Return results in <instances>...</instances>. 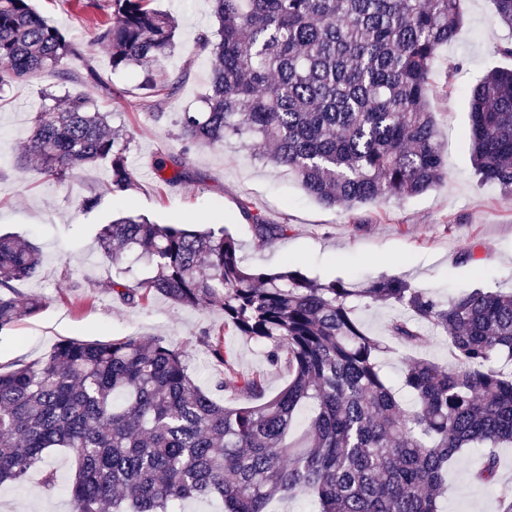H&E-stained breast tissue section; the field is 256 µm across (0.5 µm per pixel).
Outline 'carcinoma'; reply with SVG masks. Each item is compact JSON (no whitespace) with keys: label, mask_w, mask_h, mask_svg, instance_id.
Returning <instances> with one entry per match:
<instances>
[{"label":"carcinoma","mask_w":512,"mask_h":512,"mask_svg":"<svg viewBox=\"0 0 512 512\" xmlns=\"http://www.w3.org/2000/svg\"><path fill=\"white\" fill-rule=\"evenodd\" d=\"M151 0H111L93 41L112 69L157 61L174 46L173 17ZM218 41L205 110L182 113L179 152L157 162L183 175L195 147L235 140L272 167L286 168L327 207H356L426 192L447 175L426 88L438 50L451 43L467 0H212ZM512 28V0H493ZM82 46L31 0H0V87L58 68ZM179 81L144 86L152 117ZM39 113L23 161L63 180L107 160L111 193L129 189L127 133L92 100L62 97ZM473 165L483 182L512 192V69L490 71L468 91ZM261 247L286 224L254 220ZM98 245L113 263L131 255L152 275L132 288L104 289L125 302L155 294L198 311L219 309L224 326L201 331L224 366L218 388L248 402L226 405L203 391L182 351L158 337L62 340L38 361L0 370V485H25L34 471L56 484L52 454L69 450L71 512H177L192 498L224 512H268L276 497L304 495L316 512H438L448 467L478 445L475 477L492 483L499 445L512 444V293L472 289L445 303L396 277L367 284L321 283L297 271H247L224 228L187 230L144 216L101 225ZM40 247L0 235V332L39 314L41 297L16 283L36 277ZM381 303L402 314L387 331L402 346L422 327L448 336L451 360L411 362L400 388L384 374L386 352L356 311ZM264 347L288 367V385L264 399L259 376H244L227 331ZM303 422L307 444L288 434Z\"/></svg>","instance_id":"obj_1"}]
</instances>
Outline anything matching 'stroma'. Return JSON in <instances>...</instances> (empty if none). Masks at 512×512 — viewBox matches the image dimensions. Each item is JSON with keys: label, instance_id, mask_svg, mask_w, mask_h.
<instances>
[{"label": "stroma", "instance_id": "1", "mask_svg": "<svg viewBox=\"0 0 512 512\" xmlns=\"http://www.w3.org/2000/svg\"><path fill=\"white\" fill-rule=\"evenodd\" d=\"M35 10L80 44L82 57L65 60V71L46 70L30 80L0 91V233L35 240L43 253L39 275L23 282L22 296L44 297L37 316L0 332V367L46 356L62 339L107 342L124 336H156L183 351L197 384L215 391L224 376L214 364L199 332L224 323L221 311L198 312L174 305L163 296L131 305L105 292L112 280L134 284L143 270L127 271L100 251L99 225L125 215H143L159 224L181 222L192 230L221 227L239 244L244 266L260 272L297 271L322 282L344 279L360 284L383 276L399 277L412 287L449 300L474 288L512 290V197L493 184L478 181L471 163L469 108L465 95L489 71L512 66L498 51L511 32L494 13L492 0H468L464 21L454 41L441 47L429 80L428 109L445 144L448 177L435 188L413 197L392 198L347 213L324 207L311 198L287 170H275L240 144L200 147L188 156L186 175L177 184L162 183L156 167L160 157L178 151L174 135L179 115L203 108L211 87V56L195 52L199 33L216 32L218 23L210 0H152L156 10L173 16L178 29L170 54L148 67L113 69L107 51L93 44L97 22L110 12L109 0H32ZM461 63L449 74V62ZM94 66L95 82L84 80ZM179 80L166 103L163 120H153L154 99L144 89L146 73ZM90 97L109 112L112 126L128 127L126 152L134 186L123 195L109 191L110 164L103 161L63 181L35 167L17 163L38 112L50 95ZM95 195L99 207L86 211L83 201ZM247 200L253 217L287 225L281 239L258 247L250 219L239 209ZM76 289H69V282ZM397 308L374 304L358 309L367 333L387 346L381 357L384 373L402 374L414 358L444 363L448 338L434 333L415 347H405L386 328ZM236 367L246 375H261L266 396L288 383L286 369L272 366L264 351L239 336L228 339ZM59 482L45 488L40 474L25 487H0V512H70L64 492L72 457L64 450L51 457ZM512 487V445L500 450L495 483L475 479L470 460L448 471V492L440 512H501L500 490Z\"/></svg>", "mask_w": 512, "mask_h": 512}]
</instances>
